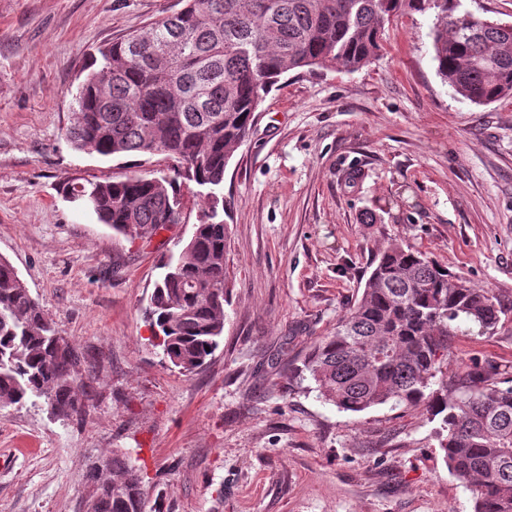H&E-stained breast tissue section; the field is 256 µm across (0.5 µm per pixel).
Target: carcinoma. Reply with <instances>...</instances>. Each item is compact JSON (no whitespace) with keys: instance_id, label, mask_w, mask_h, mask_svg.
Segmentation results:
<instances>
[{"instance_id":"1","label":"carcinoma","mask_w":512,"mask_h":512,"mask_svg":"<svg viewBox=\"0 0 512 512\" xmlns=\"http://www.w3.org/2000/svg\"><path fill=\"white\" fill-rule=\"evenodd\" d=\"M459 0H186L178 12L90 56L66 138L77 151L113 158L166 155L157 186L132 174L69 182L65 196H95L97 220L130 240L149 239L181 215V182L204 187L190 244L161 264L146 313L154 346L179 373L203 367L224 334L230 302L224 172L256 112L288 72L356 71L373 62L395 17L434 13L436 73L476 105L512 98V24L470 16L448 23ZM111 69L109 98L96 89ZM361 295L316 343L293 378L346 412L424 404L441 417L439 448L472 487L474 512H512V385L478 368L448 376V329L461 320L492 332L512 302L475 288L421 253L391 243L377 254ZM70 353L57 357L59 346ZM80 355L0 257V407L43 397L56 418L83 412ZM86 512H147L142 480L126 456L99 469Z\"/></svg>"}]
</instances>
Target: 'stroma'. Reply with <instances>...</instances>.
I'll return each instance as SVG.
<instances>
[{
	"label": "stroma",
	"mask_w": 512,
	"mask_h": 512,
	"mask_svg": "<svg viewBox=\"0 0 512 512\" xmlns=\"http://www.w3.org/2000/svg\"><path fill=\"white\" fill-rule=\"evenodd\" d=\"M185 0H0V257L82 355L85 409L0 408V512H84L90 465L117 451L157 512H473L424 406L353 414L291 376L397 241L512 298V99L478 106L436 74L433 14L395 18L354 72L288 73L224 174L231 283L205 368L162 363L143 309L185 223L115 234L59 185L166 170L165 155L79 152L63 132L91 53ZM512 385V312L460 324L448 369Z\"/></svg>",
	"instance_id": "35a3bbf8"
}]
</instances>
